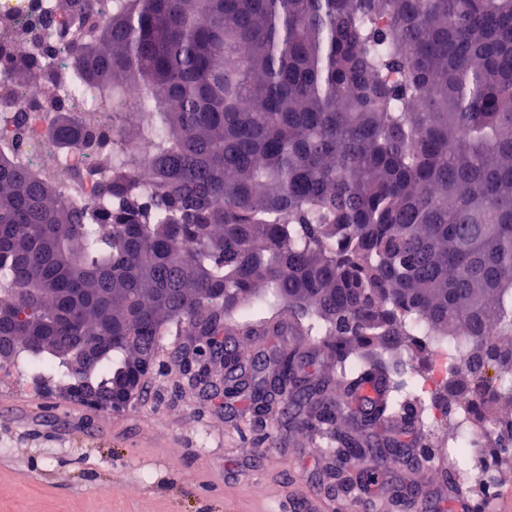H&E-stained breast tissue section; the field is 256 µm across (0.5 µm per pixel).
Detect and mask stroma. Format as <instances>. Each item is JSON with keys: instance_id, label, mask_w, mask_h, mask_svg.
<instances>
[{"instance_id": "stroma-1", "label": "stroma", "mask_w": 512, "mask_h": 512, "mask_svg": "<svg viewBox=\"0 0 512 512\" xmlns=\"http://www.w3.org/2000/svg\"><path fill=\"white\" fill-rule=\"evenodd\" d=\"M198 339L161 336L142 392L122 412L60 396L58 379L27 359L0 365V512H353L354 490L333 488L340 461L319 405L298 429L274 402L264 419L227 407L178 366ZM418 447L386 477L376 512H396L407 482L457 501L442 478L421 480Z\"/></svg>"}]
</instances>
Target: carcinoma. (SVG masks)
Returning <instances> with one entry per match:
<instances>
[{
  "mask_svg": "<svg viewBox=\"0 0 512 512\" xmlns=\"http://www.w3.org/2000/svg\"><path fill=\"white\" fill-rule=\"evenodd\" d=\"M71 68L38 108L54 146L110 166L99 202L0 153V341L28 344L36 367L106 390L140 373L149 336L186 326L203 363L244 344L224 319L256 304L264 334L307 336L345 400L378 385L358 413L427 427L407 367L366 351L462 340L463 368L432 406L472 418L497 404L485 451L512 435V0H112L100 17L56 0ZM47 21L0 27L15 60L12 95L50 52ZM79 85L112 131L87 127L62 96ZM135 90L143 100L126 110ZM152 170L145 189L135 179ZM89 351L80 370L72 352ZM248 409L296 407L311 383L296 347ZM324 402L340 456L373 478L387 457L349 434L355 415ZM463 454L448 480L472 489Z\"/></svg>",
  "mask_w": 512,
  "mask_h": 512,
  "instance_id": "1",
  "label": "carcinoma"
}]
</instances>
